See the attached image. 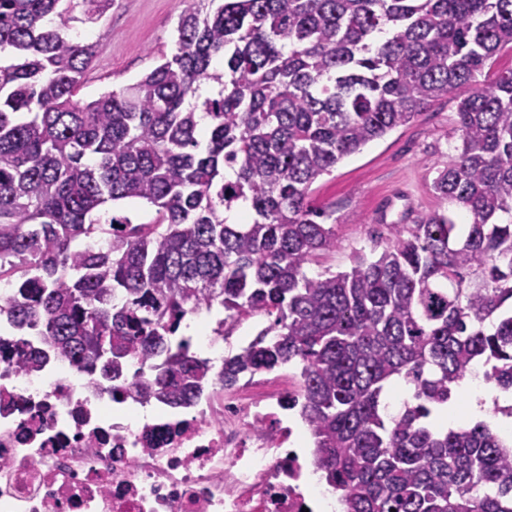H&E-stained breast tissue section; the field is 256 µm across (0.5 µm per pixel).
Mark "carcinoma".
I'll return each instance as SVG.
<instances>
[{
	"label": "carcinoma",
	"mask_w": 512,
	"mask_h": 512,
	"mask_svg": "<svg viewBox=\"0 0 512 512\" xmlns=\"http://www.w3.org/2000/svg\"><path fill=\"white\" fill-rule=\"evenodd\" d=\"M111 5L0 0V319L19 368L52 355L177 405L292 364L288 404L343 512H512V444L436 423L477 365L512 394V68L477 83L512 49V0H187L172 57L82 104L94 46L74 32ZM466 85L433 180L453 209L309 274L336 249L313 184ZM126 199L152 220L113 214ZM216 306L270 318L217 373L175 342ZM136 359L152 372L128 377ZM395 380L412 400L389 415Z\"/></svg>",
	"instance_id": "cac0c4a2"
}]
</instances>
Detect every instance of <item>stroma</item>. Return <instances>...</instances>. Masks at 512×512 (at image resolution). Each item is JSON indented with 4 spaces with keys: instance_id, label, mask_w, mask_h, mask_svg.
I'll list each match as a JSON object with an SVG mask.
<instances>
[{
    "instance_id": "35a3bbf8",
    "label": "stroma",
    "mask_w": 512,
    "mask_h": 512,
    "mask_svg": "<svg viewBox=\"0 0 512 512\" xmlns=\"http://www.w3.org/2000/svg\"><path fill=\"white\" fill-rule=\"evenodd\" d=\"M185 7V0H114L100 20L79 26L77 36L95 44L96 57L78 100L124 88L171 55ZM467 93L463 87L433 101L415 120L344 158L313 185L314 203L336 217V249L323 256L320 268L348 269L353 250L372 247L388 225L412 223L418 212L440 207L431 184L453 152L456 105Z\"/></svg>"
}]
</instances>
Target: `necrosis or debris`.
Returning <instances> with one entry per match:
<instances>
[{
    "label": "necrosis or debris",
    "instance_id": "1",
    "mask_svg": "<svg viewBox=\"0 0 512 512\" xmlns=\"http://www.w3.org/2000/svg\"><path fill=\"white\" fill-rule=\"evenodd\" d=\"M293 376L221 381L188 406L146 405L53 359L0 355V512H312L285 401Z\"/></svg>",
    "mask_w": 512,
    "mask_h": 512
}]
</instances>
